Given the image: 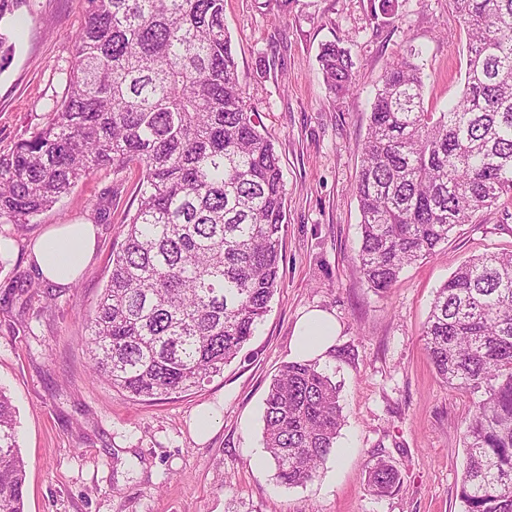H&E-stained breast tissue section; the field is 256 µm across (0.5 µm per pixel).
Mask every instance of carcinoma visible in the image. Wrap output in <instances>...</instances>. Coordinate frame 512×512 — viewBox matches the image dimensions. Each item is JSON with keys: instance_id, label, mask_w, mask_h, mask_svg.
<instances>
[{"instance_id": "1", "label": "carcinoma", "mask_w": 512, "mask_h": 512, "mask_svg": "<svg viewBox=\"0 0 512 512\" xmlns=\"http://www.w3.org/2000/svg\"><path fill=\"white\" fill-rule=\"evenodd\" d=\"M453 3L469 36L459 100L425 109L411 50L385 68L371 105L355 192L358 260L378 294L512 197V0ZM74 47L46 122L0 152V219L30 223L100 168L141 169L83 345L92 374L134 401L185 393L223 373L269 311L286 223L279 156L244 96L224 0H87ZM317 62L330 93L353 89L339 43L322 44ZM423 340L444 383L483 392L464 428V512H512V251L460 266L436 291ZM343 422L339 387L317 363L284 365L263 413L276 481H312ZM25 480L0 389V512H24ZM365 483L388 496L401 475L377 456Z\"/></svg>"}]
</instances>
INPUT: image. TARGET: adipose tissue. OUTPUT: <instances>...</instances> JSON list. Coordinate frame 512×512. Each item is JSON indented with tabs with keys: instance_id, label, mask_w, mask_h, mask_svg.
I'll return each instance as SVG.
<instances>
[{
	"instance_id": "ef3b65f1",
	"label": "adipose tissue",
	"mask_w": 512,
	"mask_h": 512,
	"mask_svg": "<svg viewBox=\"0 0 512 512\" xmlns=\"http://www.w3.org/2000/svg\"><path fill=\"white\" fill-rule=\"evenodd\" d=\"M96 247L92 224H65L51 230L32 249V260L42 277L61 286L77 280ZM337 324L328 312L314 309L297 321L291 353L298 360H324L335 344Z\"/></svg>"
}]
</instances>
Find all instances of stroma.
I'll use <instances>...</instances> for the list:
<instances>
[{"label":"stroma","mask_w":512,"mask_h":512,"mask_svg":"<svg viewBox=\"0 0 512 512\" xmlns=\"http://www.w3.org/2000/svg\"><path fill=\"white\" fill-rule=\"evenodd\" d=\"M86 0H30L0 70V150L43 124L61 98ZM240 80L280 158L286 187L277 291L242 352L202 387L133 402L90 371L82 344L112 254L138 203L137 168L108 166L80 180L31 223H0V388L11 397L26 461L25 512H462L465 420L480 393L442 383L422 332L436 288L468 258L512 251V209L478 211L431 258L375 293L358 261L355 184L370 104L386 66L422 51L424 104L446 111L462 91L467 30L452 0H224ZM336 41L355 63V88L327 90L317 55ZM59 224H92L96 251L62 287L40 278L34 243ZM332 314L340 331L321 367L340 387L336 451L303 486L274 479L263 448L269 385L291 362L295 321ZM212 406L198 440L195 412ZM382 456L400 490L372 495L365 465Z\"/></svg>","instance_id":"1"}]
</instances>
